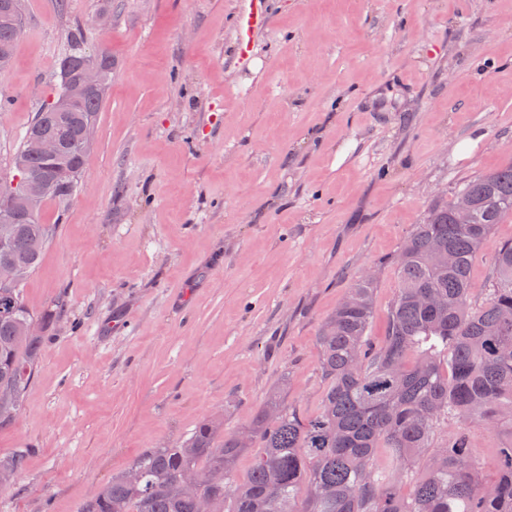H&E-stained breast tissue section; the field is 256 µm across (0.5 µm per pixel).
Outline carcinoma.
I'll return each instance as SVG.
<instances>
[{
	"label": "carcinoma",
	"instance_id": "obj_1",
	"mask_svg": "<svg viewBox=\"0 0 512 512\" xmlns=\"http://www.w3.org/2000/svg\"><path fill=\"white\" fill-rule=\"evenodd\" d=\"M24 22L0 15V70L10 65ZM85 62L101 83L64 112L55 109ZM52 102L35 113L13 165L53 180L64 175L59 205L75 195L91 146L80 139L96 120L112 59L86 51L75 29L59 59ZM41 134L60 137L62 155L46 158ZM470 208L460 224L461 203ZM512 215V163L456 190L448 204L416 224L392 263L398 292L387 331L370 337L375 280L360 277L318 336L324 382L319 409L307 418L272 393L251 422L224 432V419L200 423L175 446L149 448L114 477L80 512H512V447L500 449L499 475L487 482L474 457L470 425L494 428L512 414V242L495 248L486 296L471 294L475 255L494 225ZM51 237L41 211L11 225L0 264L16 271L0 285V409L21 410L42 356L43 336L30 332L35 314L24 284ZM456 423L453 433L440 429ZM388 466H374L376 449ZM252 465L241 479L236 463ZM27 450L0 455V488L15 485Z\"/></svg>",
	"mask_w": 512,
	"mask_h": 512
}]
</instances>
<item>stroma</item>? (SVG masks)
Returning a JSON list of instances; mask_svg holds the SVG:
<instances>
[{"label": "stroma", "mask_w": 512, "mask_h": 512, "mask_svg": "<svg viewBox=\"0 0 512 512\" xmlns=\"http://www.w3.org/2000/svg\"><path fill=\"white\" fill-rule=\"evenodd\" d=\"M238 4H27L0 74V183L73 27L112 78L78 192L42 211L53 235L24 297L51 321L0 429V454L28 451L0 512H79L143 450L219 414L236 431L278 389L315 415L317 336L348 288L379 267L382 338L414 225L512 162V0H269L248 70ZM509 240L512 216L474 259L475 297ZM473 434L493 475L512 419Z\"/></svg>", "instance_id": "1"}]
</instances>
